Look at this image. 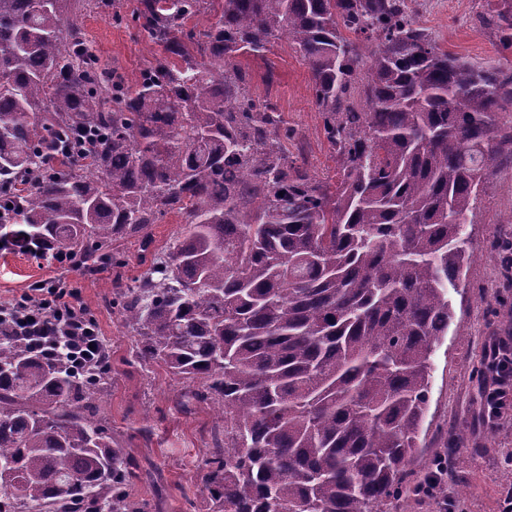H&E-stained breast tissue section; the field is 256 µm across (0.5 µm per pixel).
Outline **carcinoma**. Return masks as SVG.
Here are the masks:
<instances>
[{
  "mask_svg": "<svg viewBox=\"0 0 512 512\" xmlns=\"http://www.w3.org/2000/svg\"><path fill=\"white\" fill-rule=\"evenodd\" d=\"M72 2L0 0V241L95 274L124 264L123 235L180 215L117 305L136 356L222 422L209 512H383L429 411L463 225L512 157V67L441 50L408 0H140L165 55L128 86L86 52ZM503 2L487 23L511 48ZM207 3L218 20L186 28ZM282 39L309 65L333 184L288 158L293 132L230 64ZM111 380L0 329V512H145L89 405Z\"/></svg>",
  "mask_w": 512,
  "mask_h": 512,
  "instance_id": "cac0c4a2",
  "label": "carcinoma"
}]
</instances>
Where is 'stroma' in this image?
I'll list each match as a JSON object with an SVG mask.
<instances>
[{"label": "stroma", "instance_id": "stroma-1", "mask_svg": "<svg viewBox=\"0 0 512 512\" xmlns=\"http://www.w3.org/2000/svg\"><path fill=\"white\" fill-rule=\"evenodd\" d=\"M139 0H80L82 37L99 64L135 84L162 55L133 23ZM501 0H413L411 8L441 48L475 65L495 60L512 66V48H504L482 19ZM232 63L246 73L255 100L269 102L294 135L289 157L304 161L310 173L335 177L337 168L323 133V119L311 87V72L298 49L285 40L272 43L262 55L242 52ZM180 217L167 216L149 225L150 247L140 236L118 241L125 264L96 274L58 266L16 250L0 252V297H13L42 280L64 282L79 296L111 349L112 383L95 405L108 418L113 435L142 469L130 488L133 499L146 502L147 512H204L207 490L199 464L212 448L214 412L200 405L180 406L181 380L164 368L139 361L136 338L114 305L118 285L139 277L151 254L164 248L182 230ZM472 256L459 287L449 289L455 317L437 345L432 360L430 402L419 437V449L406 470L413 485L433 467L438 453L448 455L449 494L465 512H499V494L512 484V466L502 464L512 449V425L490 429L480 414L484 350L498 336H512V269L504 244L512 242V165L489 176L477 196L472 222L465 227ZM462 428L464 437L445 452L448 430Z\"/></svg>", "mask_w": 512, "mask_h": 512}]
</instances>
